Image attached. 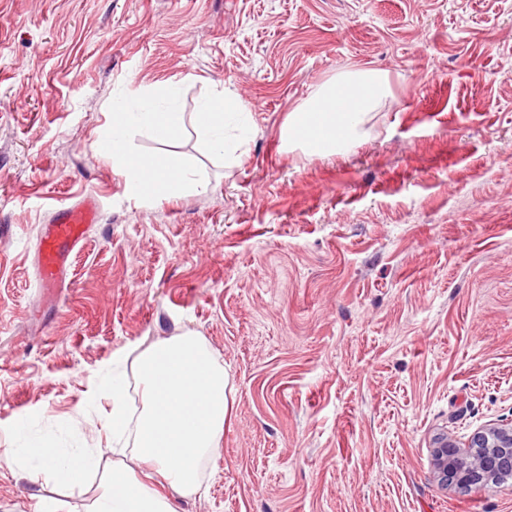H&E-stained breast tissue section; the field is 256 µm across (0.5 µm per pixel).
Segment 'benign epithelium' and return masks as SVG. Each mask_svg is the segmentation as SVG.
<instances>
[{
	"label": "benign epithelium",
	"instance_id": "benign-epithelium-1",
	"mask_svg": "<svg viewBox=\"0 0 512 512\" xmlns=\"http://www.w3.org/2000/svg\"><path fill=\"white\" fill-rule=\"evenodd\" d=\"M438 480L446 485L483 490L512 480V426L474 433L466 443L442 439L433 451Z\"/></svg>",
	"mask_w": 512,
	"mask_h": 512
}]
</instances>
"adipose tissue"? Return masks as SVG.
Here are the masks:
<instances>
[{"mask_svg": "<svg viewBox=\"0 0 512 512\" xmlns=\"http://www.w3.org/2000/svg\"><path fill=\"white\" fill-rule=\"evenodd\" d=\"M387 88V77L378 72L346 73L291 112L282 135L308 156L335 155L337 145L352 137L358 117ZM190 125L205 138L212 153L222 156L234 153L227 130H236L242 140L251 130L249 115L232 92L214 93L188 115L178 106L170 84L153 93L115 96L109 130L96 148L111 158L138 200L202 194L208 189L203 173L166 150ZM137 132L161 144V152H138L132 144ZM136 364L143 407L136 420L134 457L150 471L140 477L127 464L113 466L111 487L93 502L90 512H177L174 497L196 492L201 460L221 445L229 379L200 337L183 333L158 340L137 356ZM97 460V452L59 448L35 437L11 458L18 466L37 463L56 483L70 488L84 484Z\"/></svg>", "mask_w": 512, "mask_h": 512, "instance_id": "1", "label": "adipose tissue"}]
</instances>
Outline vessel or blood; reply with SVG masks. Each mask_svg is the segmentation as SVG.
<instances>
[{
	"mask_svg": "<svg viewBox=\"0 0 512 512\" xmlns=\"http://www.w3.org/2000/svg\"><path fill=\"white\" fill-rule=\"evenodd\" d=\"M100 204L92 195L52 206L51 219L42 225L37 250V283L53 292L64 285L74 250L84 244L92 224L98 223Z\"/></svg>",
	"mask_w": 512,
	"mask_h": 512,
	"instance_id": "b4317fda",
	"label": "vessel or blood"
}]
</instances>
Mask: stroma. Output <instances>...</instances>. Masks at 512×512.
Returning <instances> with one entry per match:
<instances>
[{
  "instance_id": "1",
  "label": "stroma",
  "mask_w": 512,
  "mask_h": 512,
  "mask_svg": "<svg viewBox=\"0 0 512 512\" xmlns=\"http://www.w3.org/2000/svg\"><path fill=\"white\" fill-rule=\"evenodd\" d=\"M389 92L346 151L283 124L342 71ZM226 89L240 161L171 146L206 193L143 203L95 143L112 97ZM96 195L64 303L36 284L49 206ZM186 332L230 412L180 512H512V486L442 488L440 438L512 424V0H0V512H86L133 428L106 377ZM101 465L68 490L9 467L18 427ZM127 384L121 373L112 370V381L108 397L112 400V434L123 431L129 421L126 408Z\"/></svg>"
}]
</instances>
